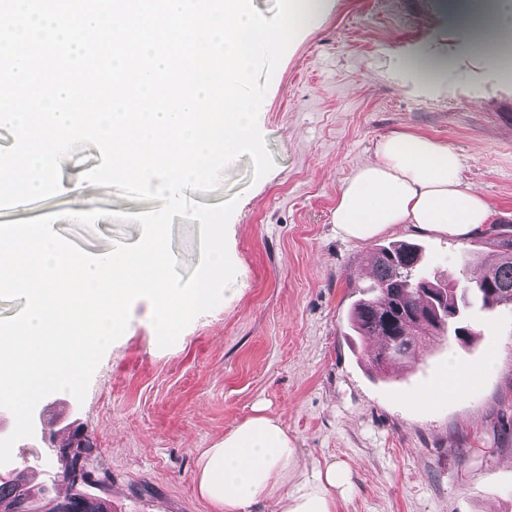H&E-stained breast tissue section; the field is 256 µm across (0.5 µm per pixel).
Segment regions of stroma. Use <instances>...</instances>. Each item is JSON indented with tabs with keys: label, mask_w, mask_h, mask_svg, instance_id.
<instances>
[{
	"label": "stroma",
	"mask_w": 512,
	"mask_h": 512,
	"mask_svg": "<svg viewBox=\"0 0 512 512\" xmlns=\"http://www.w3.org/2000/svg\"><path fill=\"white\" fill-rule=\"evenodd\" d=\"M446 0H331L294 38L273 72L258 127L275 162L254 178L249 155L223 172L217 190L192 201L236 199L228 252L237 296L197 316L160 348L146 303L104 354L84 400L56 392L36 406L34 435L13 452L19 467L56 483L55 447L71 426L93 441L90 492L116 512H218L198 486L206 449L249 417H276L301 455L349 474L334 512H512V306L483 310L468 342L435 340L378 376L349 312L371 282L374 246L420 245L430 271L473 282L498 259L487 230L468 236L403 225L373 240L345 237L332 222L343 181L376 158L394 133L448 144L460 178L490 204V223L512 226V80L489 62L463 59L437 94L423 96L393 74L423 45L461 49L462 22ZM99 149L76 148L60 163L68 192L11 209L0 223L55 215V232L91 255L137 243L139 223L116 220L161 208L120 196L83 174ZM104 210L91 228L68 211ZM171 251L189 278L201 260L200 224L174 217ZM476 369L467 391L423 409L414 400L446 380L449 365Z\"/></svg>",
	"instance_id": "35a3bbf8"
}]
</instances>
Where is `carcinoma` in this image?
<instances>
[{"label": "carcinoma", "mask_w": 512, "mask_h": 512, "mask_svg": "<svg viewBox=\"0 0 512 512\" xmlns=\"http://www.w3.org/2000/svg\"><path fill=\"white\" fill-rule=\"evenodd\" d=\"M491 230L499 260L474 283L449 278L442 284L432 279L414 244L394 243L373 251V282L367 294L354 302L351 325L361 337L381 338L379 349L369 354L376 370L409 356L430 336L459 340L458 330L467 333L471 328L470 309L475 303L486 310L512 305V235L499 225ZM93 451L89 442L63 459L60 476L75 492L61 500L52 496L50 486H31L24 471H9V480L0 479V509L36 512L34 504L44 501L47 512H112L110 500L81 494L82 487L103 483L91 469Z\"/></svg>", "instance_id": "carcinoma-1"}]
</instances>
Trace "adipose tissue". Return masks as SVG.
Listing matches in <instances>:
<instances>
[{
  "instance_id": "1",
  "label": "adipose tissue",
  "mask_w": 512,
  "mask_h": 512,
  "mask_svg": "<svg viewBox=\"0 0 512 512\" xmlns=\"http://www.w3.org/2000/svg\"><path fill=\"white\" fill-rule=\"evenodd\" d=\"M466 11L469 53L499 58L512 37V0H474ZM455 65L448 54L415 50L396 67L424 90L445 83ZM460 155L428 137L395 133L378 145L375 161L342 184L332 222L344 236L367 241L405 224L465 236L486 223L487 201L462 184ZM348 474L336 465L305 464L277 418L257 415L226 432L206 453L201 492L222 512H334L336 491Z\"/></svg>"
}]
</instances>
